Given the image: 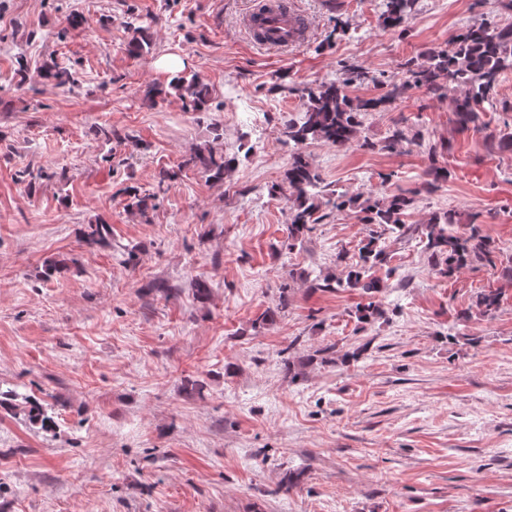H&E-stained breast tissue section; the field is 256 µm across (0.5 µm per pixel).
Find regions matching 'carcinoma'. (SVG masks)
<instances>
[{
	"label": "carcinoma",
	"instance_id": "1",
	"mask_svg": "<svg viewBox=\"0 0 512 512\" xmlns=\"http://www.w3.org/2000/svg\"><path fill=\"white\" fill-rule=\"evenodd\" d=\"M416 0H379L380 20L384 27H401L411 15ZM154 22L152 18H140L138 22L127 23L130 37L128 53L141 57L151 50V41L146 32ZM512 71V22L500 24L492 19H483L468 26L458 35L452 46L431 48L423 54L422 61L407 65L405 79L391 81L389 90L379 97H358L351 95V86L361 78L356 68L346 69L340 77L311 84L301 89L304 108L298 115L282 123L281 135L284 142L293 145L285 180L286 199L290 212L288 225V248L317 223L316 214L324 207L343 210L353 207L361 213V221L376 227L358 252V260L348 265L343 277L334 274L322 275L314 271L307 273L313 288H349L365 294L379 293L387 288V282L396 275L398 268L391 265L383 236L390 234L397 238L408 235L410 225L404 217L415 203L418 192L401 191L378 197L372 193L358 194L344 199L327 189L320 171L312 165L303 147L312 142H323L337 148L355 145L363 149L391 151L403 142L404 134L395 128L379 144L360 140L359 129L363 119L370 113L393 103L411 87L424 88L443 96L448 89L458 91L453 98L454 112L458 123L465 127L478 120V113L496 110V96L502 73ZM39 76L43 83L54 88L70 87L76 83V71L53 60L44 63ZM168 89L173 91L183 105L193 112H206L210 107L208 84L193 73L184 76L174 74ZM220 135H215L197 146L182 166L193 168L215 180L224 179V174L234 169L236 158L224 156L217 147ZM448 169L431 164L423 183V190L432 192L439 184L448 180ZM157 195L129 193L127 207L140 216L148 215L155 208L152 200ZM479 214L470 216L466 227L456 213L448 211L435 215L421 225L425 238L424 252L427 261L436 274L448 277L479 262L495 264V246L490 236L477 222ZM112 237L110 225L89 224L84 239L91 244H108ZM500 304V295L495 291H482L475 297L474 305L486 317H492ZM386 312L374 301L358 305L355 317L361 323H368L385 317ZM22 399L21 411L29 424L42 431L54 429L55 420L49 416L42 404L29 396L19 397L14 390H0V404Z\"/></svg>",
	"mask_w": 512,
	"mask_h": 512
}]
</instances>
